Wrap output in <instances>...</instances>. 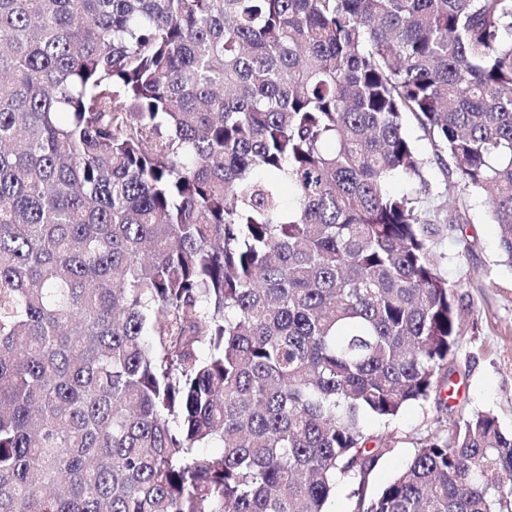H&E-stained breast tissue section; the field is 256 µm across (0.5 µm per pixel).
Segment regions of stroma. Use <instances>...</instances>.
<instances>
[{
  "label": "stroma",
  "mask_w": 512,
  "mask_h": 512,
  "mask_svg": "<svg viewBox=\"0 0 512 512\" xmlns=\"http://www.w3.org/2000/svg\"><path fill=\"white\" fill-rule=\"evenodd\" d=\"M429 180L430 205L451 196L468 205V224L453 232L440 225L433 238L464 325L451 365L454 392L408 405L386 422L366 419L368 431H387L391 447L362 486L370 494L389 482L429 436L451 434L472 411H493L501 427L512 432V268L500 262L498 229L488 221L481 195L440 165L430 168Z\"/></svg>",
  "instance_id": "obj_1"
}]
</instances>
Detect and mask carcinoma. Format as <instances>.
Segmentation results:
<instances>
[{"label":"carcinoma","instance_id":"carcinoma-1","mask_svg":"<svg viewBox=\"0 0 512 512\" xmlns=\"http://www.w3.org/2000/svg\"><path fill=\"white\" fill-rule=\"evenodd\" d=\"M434 162L512 265V0H0V512H512L490 412L364 492L463 334ZM358 488L355 481H340L336 486L335 495L329 500L328 510L331 512H353L356 497L352 492Z\"/></svg>","mask_w":512,"mask_h":512}]
</instances>
